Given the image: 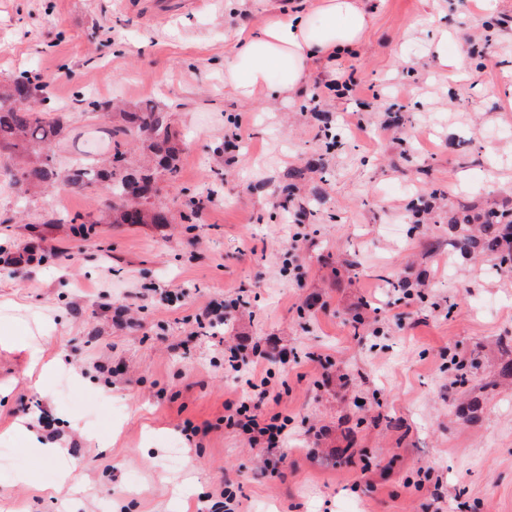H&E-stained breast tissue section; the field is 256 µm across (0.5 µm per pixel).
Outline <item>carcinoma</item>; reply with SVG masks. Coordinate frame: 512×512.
<instances>
[{
    "instance_id": "obj_1",
    "label": "carcinoma",
    "mask_w": 512,
    "mask_h": 512,
    "mask_svg": "<svg viewBox=\"0 0 512 512\" xmlns=\"http://www.w3.org/2000/svg\"><path fill=\"white\" fill-rule=\"evenodd\" d=\"M49 84L28 72L0 80V157L11 164L0 166V176L21 188H38L60 177L53 146L66 130L61 110L50 105ZM123 126L112 131V149L104 160L76 163L64 181L76 189L102 185L112 195L115 224H168L162 207H146L154 191L155 176L134 165L128 137L136 135L161 169L173 176L178 152L166 113L153 105L120 113ZM506 212L474 213L468 208L448 215L454 230L451 245L465 256L487 257L499 269L512 271V220L503 224Z\"/></svg>"
}]
</instances>
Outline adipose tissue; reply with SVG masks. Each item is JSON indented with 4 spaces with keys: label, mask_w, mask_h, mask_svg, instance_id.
<instances>
[{
    "label": "adipose tissue",
    "mask_w": 512,
    "mask_h": 512,
    "mask_svg": "<svg viewBox=\"0 0 512 512\" xmlns=\"http://www.w3.org/2000/svg\"><path fill=\"white\" fill-rule=\"evenodd\" d=\"M370 20L364 0H318L311 9L273 13L260 31L239 40L224 85L243 98L259 90L273 96L292 93L314 60H333L355 50ZM275 70L285 72L286 81L272 83Z\"/></svg>",
    "instance_id": "adipose-tissue-1"
}]
</instances>
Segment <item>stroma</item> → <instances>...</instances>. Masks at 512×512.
<instances>
[{"label": "stroma", "instance_id": "stroma-1", "mask_svg": "<svg viewBox=\"0 0 512 512\" xmlns=\"http://www.w3.org/2000/svg\"><path fill=\"white\" fill-rule=\"evenodd\" d=\"M368 7L356 53L294 94L242 98L224 70L262 0H0V77L48 82L68 118L60 169L110 148V121L76 102L88 91L117 112L152 102L180 137L152 197L166 224L85 233L101 187L0 181V245L36 251L0 265V336L28 332L0 343V512H212L227 483L242 512H512V273L448 245L451 206L512 211V0ZM350 71L363 127L320 136L304 107ZM290 242L299 284L281 273ZM236 294L223 332L193 335L188 316ZM238 343L293 358L276 369L295 433L275 478L224 422L245 388L216 360ZM187 418L207 436L186 440ZM19 425L57 456L31 454Z\"/></svg>", "mask_w": 512, "mask_h": 512}]
</instances>
